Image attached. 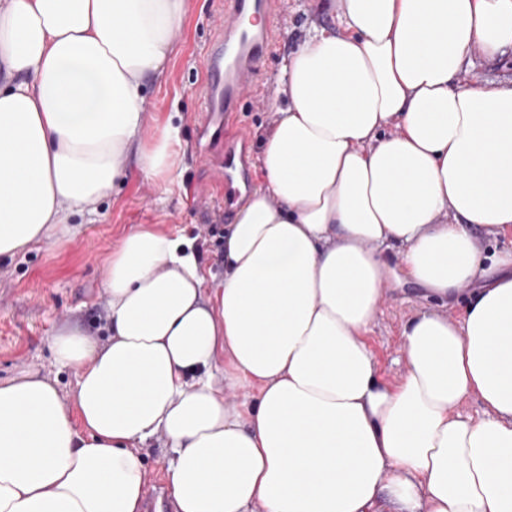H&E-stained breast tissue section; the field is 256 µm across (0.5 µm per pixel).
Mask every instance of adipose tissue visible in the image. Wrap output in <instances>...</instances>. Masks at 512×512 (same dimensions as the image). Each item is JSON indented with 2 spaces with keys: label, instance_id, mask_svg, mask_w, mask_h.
<instances>
[{
  "label": "adipose tissue",
  "instance_id": "ef3b65f1",
  "mask_svg": "<svg viewBox=\"0 0 512 512\" xmlns=\"http://www.w3.org/2000/svg\"><path fill=\"white\" fill-rule=\"evenodd\" d=\"M311 4L335 24L283 62L219 281L140 226L107 261L106 341L51 337L71 396L0 382V512H142L154 437L178 512H512V250L482 243L512 235V80H462L512 51V0ZM192 8L0 0V259L78 235L129 152L178 186L144 88ZM394 280L471 300L404 323L390 383L365 336Z\"/></svg>",
  "mask_w": 512,
  "mask_h": 512
}]
</instances>
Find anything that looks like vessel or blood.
<instances>
[{"label": "vessel or blood", "mask_w": 512, "mask_h": 512, "mask_svg": "<svg viewBox=\"0 0 512 512\" xmlns=\"http://www.w3.org/2000/svg\"><path fill=\"white\" fill-rule=\"evenodd\" d=\"M280 0H224L223 25L204 57L206 79L201 106L202 129L230 127L243 101L254 95V75L260 63L279 47L274 19ZM245 132L224 137V210L232 212L250 185V160Z\"/></svg>", "instance_id": "1"}]
</instances>
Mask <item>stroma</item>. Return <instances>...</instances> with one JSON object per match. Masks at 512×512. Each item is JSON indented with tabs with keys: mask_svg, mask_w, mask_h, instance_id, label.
<instances>
[{
	"mask_svg": "<svg viewBox=\"0 0 512 512\" xmlns=\"http://www.w3.org/2000/svg\"><path fill=\"white\" fill-rule=\"evenodd\" d=\"M277 21L281 46L266 58L255 78L260 102L245 105L238 125L249 137V152L259 158L261 139L273 114L269 103L283 55L302 37L310 22L331 26L330 16L312 11L308 0H285ZM215 0H194L184 33L164 76L149 82L146 106L151 122L172 121L184 141L181 186L163 192L139 170L136 154H129V176L112 195L97 202L83 218L75 238L32 246L0 263V379L36 368L57 378L62 395L75 387L72 370L55 365L50 339L63 321L80 326L88 335L105 340L103 282L107 259L121 238L145 224L187 230L206 270L224 271V189L215 184L198 156L199 87L204 79V51L213 37ZM440 301L409 283L393 284L372 324L367 341L384 377L396 379L404 323L419 310L440 308Z\"/></svg>",
	"mask_w": 512,
	"mask_h": 512,
	"instance_id": "1",
	"label": "stroma"
}]
</instances>
